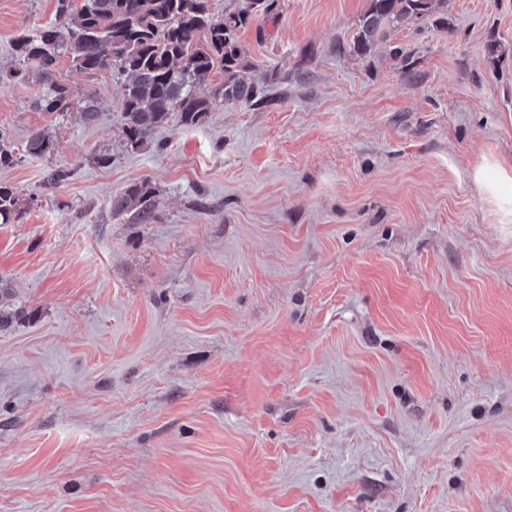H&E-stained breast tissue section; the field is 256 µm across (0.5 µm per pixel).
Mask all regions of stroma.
<instances>
[{
  "mask_svg": "<svg viewBox=\"0 0 512 512\" xmlns=\"http://www.w3.org/2000/svg\"><path fill=\"white\" fill-rule=\"evenodd\" d=\"M55 4L0 0V68ZM368 5L278 0L239 33L271 104L133 152L111 71L58 63L90 123L0 85V512H512V220L474 181L512 167V0L362 58ZM143 182L154 221L114 215ZM55 150L54 139L42 130L33 131L25 144V153L34 157H45ZM19 196L9 186H0V224H12L20 217Z\"/></svg>",
  "mask_w": 512,
  "mask_h": 512,
  "instance_id": "35a3bbf8",
  "label": "stroma"
}]
</instances>
